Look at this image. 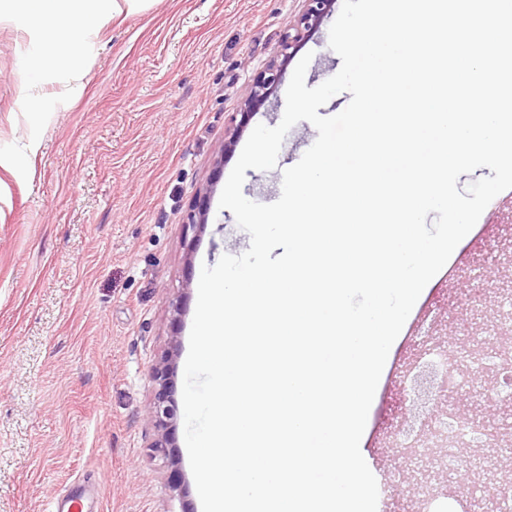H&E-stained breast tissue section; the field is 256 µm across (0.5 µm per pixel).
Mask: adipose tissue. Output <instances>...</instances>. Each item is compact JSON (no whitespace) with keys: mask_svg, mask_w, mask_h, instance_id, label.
<instances>
[{"mask_svg":"<svg viewBox=\"0 0 512 512\" xmlns=\"http://www.w3.org/2000/svg\"><path fill=\"white\" fill-rule=\"evenodd\" d=\"M138 2L139 0H0V5L11 8L22 21H47L45 37L49 53L28 63L29 70L37 74L50 65L66 68L77 53L75 33L90 29L102 17H120L124 11L133 10Z\"/></svg>","mask_w":512,"mask_h":512,"instance_id":"1","label":"adipose tissue"}]
</instances>
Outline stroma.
<instances>
[{"mask_svg": "<svg viewBox=\"0 0 512 512\" xmlns=\"http://www.w3.org/2000/svg\"><path fill=\"white\" fill-rule=\"evenodd\" d=\"M342 2L285 62V76L306 55L307 87L338 73L329 30ZM303 6L150 0L85 32L71 69L38 75L27 63L46 51L41 26L0 16V512H47L77 479L92 488L83 512H201L183 416L172 424L170 452L155 449V375L177 346L172 395L181 399L201 269L250 247L219 206L243 149H225L224 139L239 123L247 137L281 122L283 83L249 117L241 112ZM317 136L310 122L295 124L275 168L246 170L244 196L278 200L284 170ZM24 150L32 167H3ZM202 197L208 220L189 229ZM446 267L452 283L435 282L418 301L438 317L433 338L498 349L512 365V327L496 326L500 288L512 281V197L497 201ZM478 268L475 293L469 279ZM419 341L396 338L384 375L392 390L375 395L362 439L385 469L386 512H421L443 488L458 512H484L485 490L512 486V404L492 400L495 377L486 371L475 392L441 397L430 416L452 412L496 437L457 448L454 471L438 448L412 471L395 438L411 407L406 375Z\"/></svg>", "mask_w": 512, "mask_h": 512, "instance_id": "1", "label": "stroma"}]
</instances>
